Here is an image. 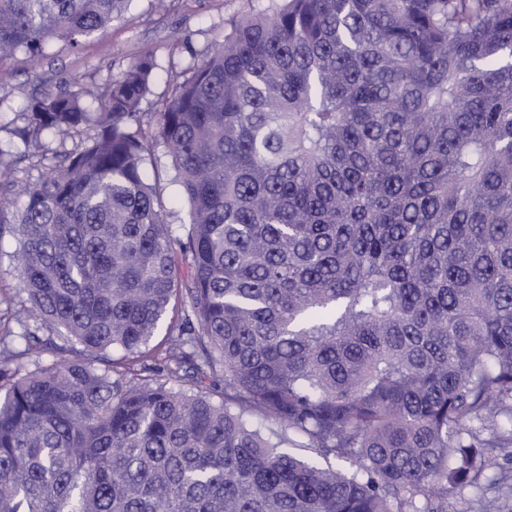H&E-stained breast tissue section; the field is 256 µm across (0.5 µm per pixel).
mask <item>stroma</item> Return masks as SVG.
Listing matches in <instances>:
<instances>
[{"label":"stroma","instance_id":"35a3bbf8","mask_svg":"<svg viewBox=\"0 0 512 512\" xmlns=\"http://www.w3.org/2000/svg\"><path fill=\"white\" fill-rule=\"evenodd\" d=\"M279 0H167L156 9L153 0H134L128 12L102 34L87 39L80 49L67 42L49 43L39 64L18 53L0 59V125L15 120L26 98L53 93L58 86L108 83L128 66L148 56L156 63L150 90L141 103L156 111L175 83L191 75L197 61L223 40L230 23L246 13L271 12ZM147 179H159L169 221H187V207L174 182V172L162 144L143 163ZM455 512H512V497L498 489L477 492L466 487L452 499Z\"/></svg>","mask_w":512,"mask_h":512}]
</instances>
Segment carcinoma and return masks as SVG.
Wrapping results in <instances>:
<instances>
[{"mask_svg": "<svg viewBox=\"0 0 512 512\" xmlns=\"http://www.w3.org/2000/svg\"><path fill=\"white\" fill-rule=\"evenodd\" d=\"M131 2L0 0V58ZM155 67L23 105L72 146L0 185V512H450L512 445V0H282L143 112ZM162 144H155L151 155H147L143 163V171L148 181L153 182L155 178L160 179L163 185V203L170 214L171 224H186L187 207L183 201L180 187L174 182V171L172 170L169 158L165 154ZM16 246L13 235L4 234L0 242V310L2 315L16 308L18 280L10 267V254ZM2 269V270H1Z\"/></svg>", "mask_w": 512, "mask_h": 512, "instance_id": "obj_1", "label": "carcinoma"}]
</instances>
